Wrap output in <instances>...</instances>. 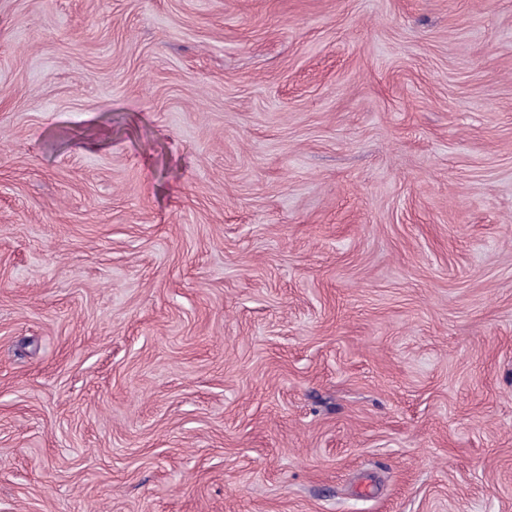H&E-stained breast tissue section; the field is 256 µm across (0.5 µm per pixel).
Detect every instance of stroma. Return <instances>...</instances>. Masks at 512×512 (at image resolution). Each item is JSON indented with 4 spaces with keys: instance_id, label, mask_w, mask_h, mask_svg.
I'll return each instance as SVG.
<instances>
[{
    "instance_id": "1",
    "label": "stroma",
    "mask_w": 512,
    "mask_h": 512,
    "mask_svg": "<svg viewBox=\"0 0 512 512\" xmlns=\"http://www.w3.org/2000/svg\"><path fill=\"white\" fill-rule=\"evenodd\" d=\"M0 512H512V0H0Z\"/></svg>"
}]
</instances>
